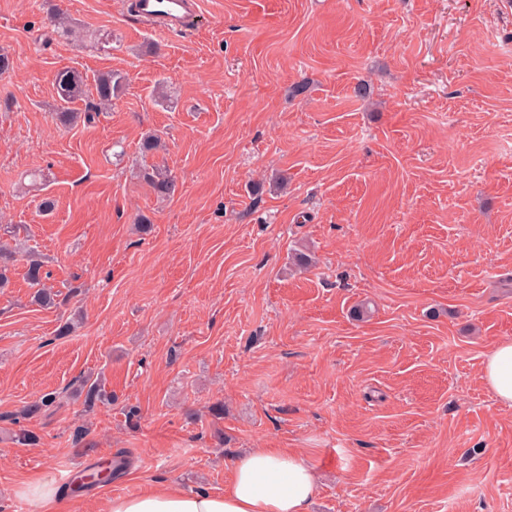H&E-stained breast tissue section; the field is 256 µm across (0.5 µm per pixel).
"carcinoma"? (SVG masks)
Segmentation results:
<instances>
[{"instance_id": "1", "label": "carcinoma", "mask_w": 512, "mask_h": 512, "mask_svg": "<svg viewBox=\"0 0 512 512\" xmlns=\"http://www.w3.org/2000/svg\"><path fill=\"white\" fill-rule=\"evenodd\" d=\"M123 77L110 71L105 72L94 80V88H89L87 79L80 72L72 68H64L58 71L54 78L56 92L59 100L56 117L63 123L74 122L79 112L74 104L94 98V102L86 107L85 118L93 119L92 113L104 112L112 108V101L118 96L122 88ZM145 178L153 188L161 195H170L175 191V180L167 171L156 170L144 173ZM20 248L10 246L9 243H0V288L9 284V266L16 261ZM26 278L30 287L34 288L32 296L34 304L43 309H52L60 304L59 292L43 287V280L47 278L44 265L41 261L32 257L26 259ZM82 388L85 391L84 404L91 408L96 403L109 400V396L102 389L98 380L87 377L82 380Z\"/></svg>"}]
</instances>
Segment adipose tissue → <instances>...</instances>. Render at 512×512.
<instances>
[{
	"instance_id": "1",
	"label": "adipose tissue",
	"mask_w": 512,
	"mask_h": 512,
	"mask_svg": "<svg viewBox=\"0 0 512 512\" xmlns=\"http://www.w3.org/2000/svg\"><path fill=\"white\" fill-rule=\"evenodd\" d=\"M482 377L497 400L512 405V340L497 342L486 354ZM316 489L314 470L302 455L255 448L234 461L223 493L160 485L108 498L104 512H310Z\"/></svg>"
}]
</instances>
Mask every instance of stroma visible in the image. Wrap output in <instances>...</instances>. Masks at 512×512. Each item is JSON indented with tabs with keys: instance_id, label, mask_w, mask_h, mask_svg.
<instances>
[{
	"instance_id": "obj_1",
	"label": "stroma",
	"mask_w": 512,
	"mask_h": 512,
	"mask_svg": "<svg viewBox=\"0 0 512 512\" xmlns=\"http://www.w3.org/2000/svg\"><path fill=\"white\" fill-rule=\"evenodd\" d=\"M0 52V237L61 298L32 304L21 261L0 289V512H37L34 476L69 512L161 483L220 494L252 448L308 459L311 512H512V405L482 380L512 339V7L201 0L157 33L124 0H0ZM67 67L126 85L65 126ZM90 374L111 404L85 407ZM118 455L107 482L60 481Z\"/></svg>"
}]
</instances>
